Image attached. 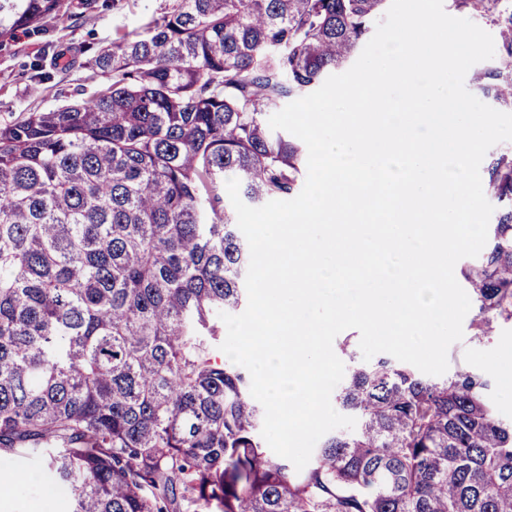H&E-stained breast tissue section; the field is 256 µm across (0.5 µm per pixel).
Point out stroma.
I'll use <instances>...</instances> for the list:
<instances>
[{
    "instance_id": "1",
    "label": "stroma",
    "mask_w": 512,
    "mask_h": 512,
    "mask_svg": "<svg viewBox=\"0 0 512 512\" xmlns=\"http://www.w3.org/2000/svg\"><path fill=\"white\" fill-rule=\"evenodd\" d=\"M94 13H87L51 24L47 35H19L16 42L0 47V123L9 122L28 109L49 110L75 98L77 93L91 95L99 81L90 71L74 64L56 71L52 82L36 84L26 64L39 55L45 41L63 48L92 43L98 46L112 40L116 31L140 29L160 11L161 0H100ZM512 358V326L500 325L494 335L479 342L464 334L448 351L450 366L465 365L488 374L486 392L499 416L512 421V387H506L491 365ZM52 481L34 459L0 456V512H69L67 500L48 494Z\"/></svg>"
}]
</instances>
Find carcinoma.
Segmentation results:
<instances>
[{
  "instance_id": "carcinoma-1",
  "label": "carcinoma",
  "mask_w": 512,
  "mask_h": 512,
  "mask_svg": "<svg viewBox=\"0 0 512 512\" xmlns=\"http://www.w3.org/2000/svg\"><path fill=\"white\" fill-rule=\"evenodd\" d=\"M385 2L164 0L83 48L104 78L91 96L0 124V456L43 461L69 512H512V422L482 374L348 352L335 403L357 427L298 472L267 454L250 374L220 356L250 258L226 181L256 207L297 192L303 146L268 114L344 66ZM448 6L496 28L473 83L512 109V0ZM68 14L0 0V46ZM484 192L504 210L459 268L479 342L512 324L511 149Z\"/></svg>"
}]
</instances>
